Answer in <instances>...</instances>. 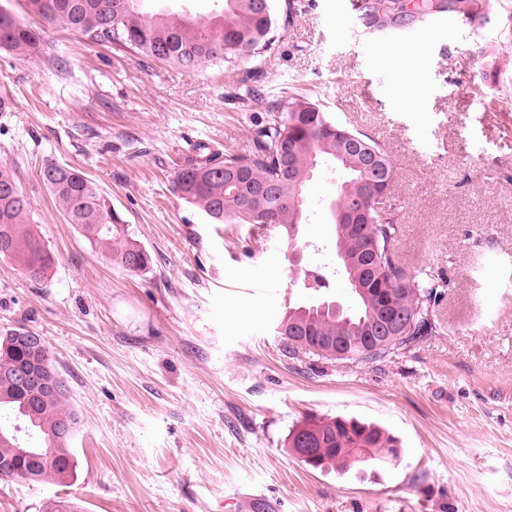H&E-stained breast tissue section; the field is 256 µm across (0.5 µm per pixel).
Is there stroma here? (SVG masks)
<instances>
[{"label":"stroma","mask_w":512,"mask_h":512,"mask_svg":"<svg viewBox=\"0 0 512 512\" xmlns=\"http://www.w3.org/2000/svg\"><path fill=\"white\" fill-rule=\"evenodd\" d=\"M354 2L294 0L256 86L298 90L391 156L400 261L441 290L434 333L370 362L292 354L275 334L287 301L354 304L341 275L322 293L303 284L334 265V165L308 185L298 245L210 223L173 179L251 147L265 114L238 98L240 73L141 59L7 0L53 48L0 51V161L56 263L36 283L0 260V335L42 336L67 382L84 512H226L231 497L240 512H512V0H492L477 37L449 12L385 34ZM419 44L420 64L400 68ZM49 159L110 196L147 270L109 263L66 222L40 177ZM310 416L377 423L401 456L312 469L286 441ZM60 491L0 482V512H38Z\"/></svg>","instance_id":"1"}]
</instances>
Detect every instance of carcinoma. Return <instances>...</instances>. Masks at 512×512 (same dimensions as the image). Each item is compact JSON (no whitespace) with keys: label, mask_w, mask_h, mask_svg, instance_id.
I'll use <instances>...</instances> for the list:
<instances>
[{"label":"carcinoma","mask_w":512,"mask_h":512,"mask_svg":"<svg viewBox=\"0 0 512 512\" xmlns=\"http://www.w3.org/2000/svg\"><path fill=\"white\" fill-rule=\"evenodd\" d=\"M28 12L41 20L81 33L93 42H111L135 55L183 71L205 63L238 70L263 56L280 24L293 15L290 0H219L221 10L212 15L187 16L181 12L150 10V0H25ZM366 22L391 29L424 20L430 13L470 14V0H415L408 10L405 0H389L384 9L372 0L358 5ZM0 50L23 56L50 54L36 30L0 8ZM267 119L252 139L251 148L238 153L224 149V161L188 165L173 181L174 190L187 203L201 209L214 224H255L281 232L288 241L298 235L294 225L302 211L308 182L318 166L333 163L342 179L337 195L343 203L363 202L369 207L365 227L349 234L336 229V265L346 278L356 305L349 320L311 305L288 304L276 327L289 342L284 327L294 322L307 331L306 342L347 337L343 360L380 361L408 344L434 332L437 286L417 279L398 260L399 210L392 192L395 170L390 155L378 139L333 119L321 105L303 99L269 98ZM363 145L351 149L350 139ZM377 157L385 175L378 192L386 204L375 206L365 195L368 174L365 155ZM60 212L101 256L129 270L141 271L151 257L133 239L121 214L99 185L81 169L55 160L40 171ZM0 259L12 262L31 282L48 278L55 260L34 228L31 202L14 170L0 163ZM413 317L401 337L378 347L366 346L374 332L373 321L383 300ZM29 352L15 342V331L0 336V462L14 466L0 471V481L18 478L32 484L63 483L77 475L70 444L80 429V415L70 404L67 385L48 401L32 396L13 376L27 362ZM65 421L74 424L59 434ZM313 441L320 457L317 469L347 472L355 465L379 464L391 458L397 440L382 427L342 417L306 421L289 431L288 447L297 448L300 437ZM41 512H82L75 497L45 499Z\"/></svg>","instance_id":"1"}]
</instances>
